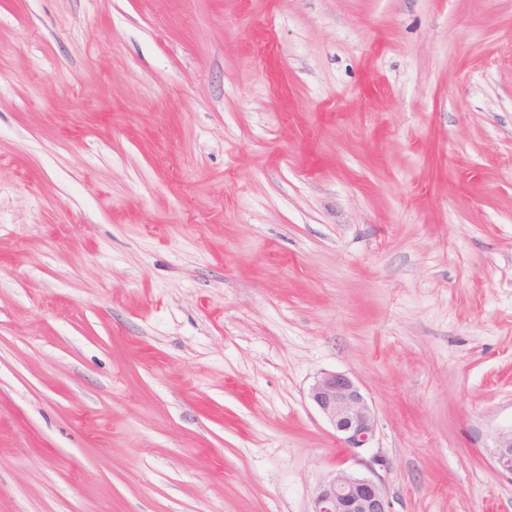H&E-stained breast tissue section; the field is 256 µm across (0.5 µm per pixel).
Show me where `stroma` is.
Wrapping results in <instances>:
<instances>
[{"mask_svg":"<svg viewBox=\"0 0 512 512\" xmlns=\"http://www.w3.org/2000/svg\"><path fill=\"white\" fill-rule=\"evenodd\" d=\"M509 426L512 0H0V512H512ZM308 397L343 448H370L374 443V416L353 378L341 372H324L311 385ZM493 448L495 468L504 475H512V426L496 433ZM313 512H390L381 484L344 469L332 472L319 487Z\"/></svg>","mask_w":512,"mask_h":512,"instance_id":"obj_1","label":"stroma"}]
</instances>
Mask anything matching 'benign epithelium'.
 <instances>
[{
	"mask_svg": "<svg viewBox=\"0 0 512 512\" xmlns=\"http://www.w3.org/2000/svg\"><path fill=\"white\" fill-rule=\"evenodd\" d=\"M309 399L350 450L369 448L375 440L372 410L358 383L345 373L324 372L309 388ZM493 462L512 475V428L496 433ZM313 512H390L381 484L344 469L332 472L319 487Z\"/></svg>",
	"mask_w": 512,
	"mask_h": 512,
	"instance_id": "7a95c632",
	"label": "benign epithelium"
}]
</instances>
